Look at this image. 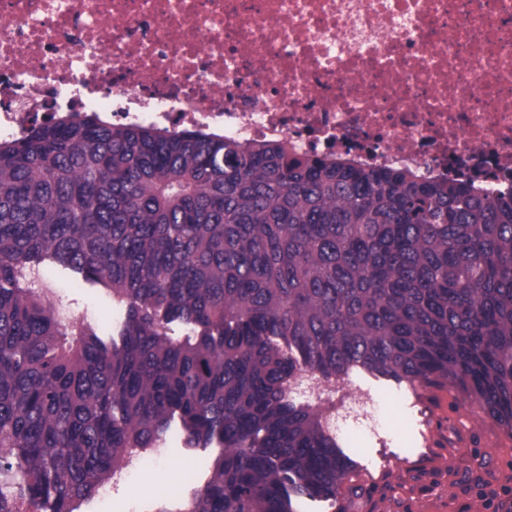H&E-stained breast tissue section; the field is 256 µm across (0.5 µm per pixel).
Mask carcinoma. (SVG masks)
Segmentation results:
<instances>
[{
    "label": "carcinoma",
    "instance_id": "obj_1",
    "mask_svg": "<svg viewBox=\"0 0 512 512\" xmlns=\"http://www.w3.org/2000/svg\"><path fill=\"white\" fill-rule=\"evenodd\" d=\"M46 261L122 305L119 340ZM302 369L450 384L512 435V197L95 112L0 140V512H76L175 420L221 453L157 512L334 497L355 467L288 399ZM38 284L53 292L56 303L78 322L92 327L105 341L116 335L123 309L114 303L103 287L85 282L79 275L51 263H44L36 272ZM120 319L112 323V319Z\"/></svg>",
    "mask_w": 512,
    "mask_h": 512
}]
</instances>
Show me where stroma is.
<instances>
[{
    "instance_id": "1",
    "label": "stroma",
    "mask_w": 512,
    "mask_h": 512,
    "mask_svg": "<svg viewBox=\"0 0 512 512\" xmlns=\"http://www.w3.org/2000/svg\"><path fill=\"white\" fill-rule=\"evenodd\" d=\"M38 284L49 288L56 303L78 322L92 327L104 340L117 330L113 304L103 287L51 263L42 264ZM352 380L363 388L390 393L403 407L393 420L412 437V449L396 437L372 436L340 441L364 482L341 490L337 499L302 498L296 512H497L504 491L512 492V437L488 417L474 398L457 388L444 390L398 383L365 371ZM469 430L467 445L448 444L450 420ZM179 424H172L164 440L167 452L134 482L116 479L119 496L132 499L138 512H173L207 480L219 448H190L179 440ZM496 458L495 471L484 463Z\"/></svg>"
}]
</instances>
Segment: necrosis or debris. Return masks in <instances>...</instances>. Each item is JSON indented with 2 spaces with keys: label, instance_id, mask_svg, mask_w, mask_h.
Instances as JSON below:
<instances>
[{
  "label": "necrosis or debris",
  "instance_id": "obj_1",
  "mask_svg": "<svg viewBox=\"0 0 512 512\" xmlns=\"http://www.w3.org/2000/svg\"><path fill=\"white\" fill-rule=\"evenodd\" d=\"M512 188V0H0V136L49 110ZM329 433L382 395L299 372Z\"/></svg>",
  "mask_w": 512,
  "mask_h": 512
}]
</instances>
